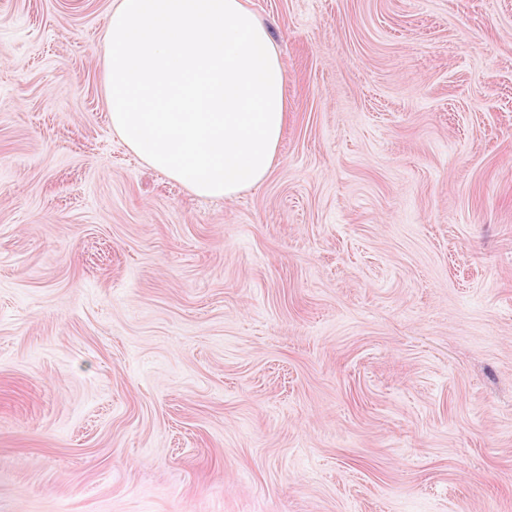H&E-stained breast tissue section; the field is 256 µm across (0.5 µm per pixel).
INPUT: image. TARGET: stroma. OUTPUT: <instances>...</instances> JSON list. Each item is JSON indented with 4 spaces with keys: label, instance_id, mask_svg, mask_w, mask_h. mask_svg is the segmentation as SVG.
<instances>
[{
    "label": "stroma",
    "instance_id": "1",
    "mask_svg": "<svg viewBox=\"0 0 512 512\" xmlns=\"http://www.w3.org/2000/svg\"><path fill=\"white\" fill-rule=\"evenodd\" d=\"M114 0H0V512H512V0H249L274 167L112 129Z\"/></svg>",
    "mask_w": 512,
    "mask_h": 512
}]
</instances>
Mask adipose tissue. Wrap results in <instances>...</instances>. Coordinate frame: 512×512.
<instances>
[{
	"mask_svg": "<svg viewBox=\"0 0 512 512\" xmlns=\"http://www.w3.org/2000/svg\"><path fill=\"white\" fill-rule=\"evenodd\" d=\"M106 39L113 130L195 195L271 172L288 123L282 55L248 0H116Z\"/></svg>",
	"mask_w": 512,
	"mask_h": 512,
	"instance_id": "obj_1",
	"label": "adipose tissue"
}]
</instances>
